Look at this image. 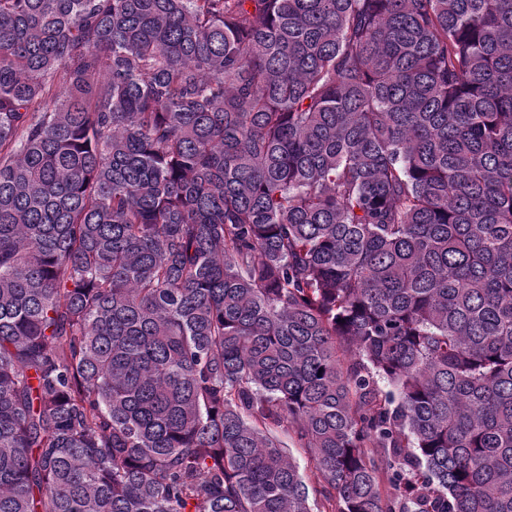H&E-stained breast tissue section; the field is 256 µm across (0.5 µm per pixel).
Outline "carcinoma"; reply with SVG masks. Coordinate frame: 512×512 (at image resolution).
Segmentation results:
<instances>
[{
	"mask_svg": "<svg viewBox=\"0 0 512 512\" xmlns=\"http://www.w3.org/2000/svg\"><path fill=\"white\" fill-rule=\"evenodd\" d=\"M0 512H512V0H0Z\"/></svg>",
	"mask_w": 512,
	"mask_h": 512,
	"instance_id": "cac0c4a2",
	"label": "carcinoma"
}]
</instances>
